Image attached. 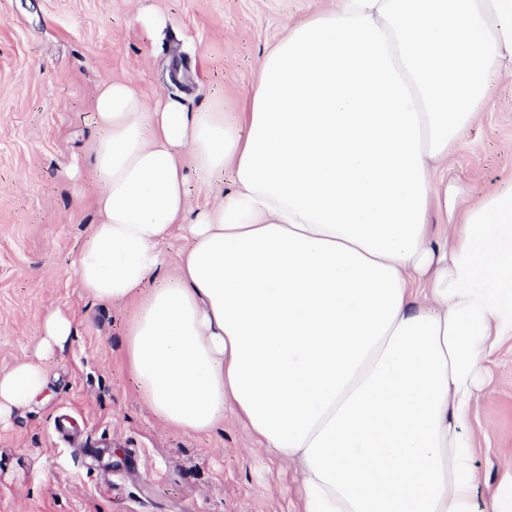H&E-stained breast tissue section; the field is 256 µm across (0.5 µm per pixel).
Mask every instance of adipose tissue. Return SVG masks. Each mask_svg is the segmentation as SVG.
<instances>
[{"label":"adipose tissue","mask_w":512,"mask_h":512,"mask_svg":"<svg viewBox=\"0 0 512 512\" xmlns=\"http://www.w3.org/2000/svg\"><path fill=\"white\" fill-rule=\"evenodd\" d=\"M507 76L512 0H333L286 25L244 111L101 85L75 271L135 304L153 413L198 433L232 415L300 464L302 512H476L464 428L512 339V184L472 203L438 169ZM190 166L231 189L189 209ZM41 387L17 366L0 409Z\"/></svg>","instance_id":"obj_1"}]
</instances>
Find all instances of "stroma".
Listing matches in <instances>:
<instances>
[{
	"label": "stroma",
	"mask_w": 512,
	"mask_h": 512,
	"mask_svg": "<svg viewBox=\"0 0 512 512\" xmlns=\"http://www.w3.org/2000/svg\"><path fill=\"white\" fill-rule=\"evenodd\" d=\"M332 0H0V374L38 362L46 385L0 412V512H297L300 483L232 417L163 424L126 363L132 305L89 297L74 260L97 218L84 179L93 96L120 80L193 112L239 110L286 23ZM163 14L158 33L136 22ZM448 175L469 200L512 181V81L461 136ZM72 324L42 351L49 315ZM467 424L476 512L512 486V346L485 364Z\"/></svg>",
	"instance_id": "obj_1"
}]
</instances>
